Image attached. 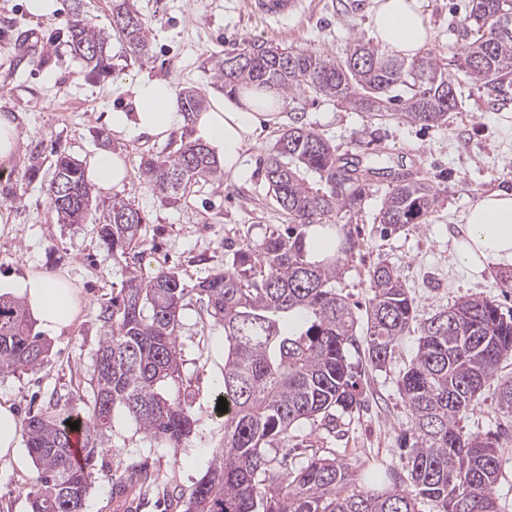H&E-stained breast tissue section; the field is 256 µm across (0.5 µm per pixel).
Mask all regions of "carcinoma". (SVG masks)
I'll return each mask as SVG.
<instances>
[{"mask_svg": "<svg viewBox=\"0 0 512 512\" xmlns=\"http://www.w3.org/2000/svg\"><path fill=\"white\" fill-rule=\"evenodd\" d=\"M112 29L134 57L149 55L147 28L132 0H112ZM67 31L76 58L105 66L109 35L78 6ZM454 57L473 82L497 92L511 87L512 0H469ZM235 58L241 63L230 64ZM212 74L231 92L251 84L311 93L371 118L390 115L399 103L402 116L423 126L443 124L459 110L457 79L440 57L427 51L410 60L394 58L361 38L343 60L316 49L254 42L232 57L214 58ZM400 87L409 95H395ZM177 103L189 117L204 108L192 89L180 92ZM140 168L163 202L180 200L222 175L218 158L199 140L150 156ZM263 168L291 226L239 250L232 267L191 287L171 270L147 279L131 274L99 314L107 331L95 355L88 410L81 415L53 406L23 420L25 445L39 472V484L27 493L32 512H86L91 475L118 408L157 447H186L202 415L188 399H172L163 388L180 378V312L192 300L224 329L222 381L213 392V401H227L221 436L205 475L187 492L167 486L142 462L128 464L122 480L136 484L137 498L156 489L168 507L182 512H421L422 501L439 512H498V445L464 433L459 420L491 384L501 413L512 417V376L499 374L502 361L512 356V314L475 296L420 320L397 271L379 264L368 271L372 297L359 339V318L336 288L339 262L357 250L338 215L366 200L368 170L338 155L298 120L276 139ZM48 199L58 223L85 222L93 187L78 160L56 159ZM437 199L432 183L404 176L385 196L379 223L387 231L421 224ZM95 224L112 253L124 254L142 242L145 218L132 203L114 199ZM314 225L337 242L321 259L306 242V229ZM412 330L418 332L417 353L399 381L412 422V436L401 448L410 487L395 481L353 489L356 474L333 452L315 453L306 464L286 469L288 454L280 445L293 427L319 419L334 430L336 410L361 406V372L349 362V349L365 343L367 363L380 369ZM48 351L24 305L1 296L0 374L39 368ZM79 420L83 461L75 465L67 422Z\"/></svg>", "mask_w": 512, "mask_h": 512, "instance_id": "carcinoma-1", "label": "carcinoma"}]
</instances>
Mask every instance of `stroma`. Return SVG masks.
I'll return each mask as SVG.
<instances>
[{
  "label": "stroma",
  "mask_w": 512,
  "mask_h": 512,
  "mask_svg": "<svg viewBox=\"0 0 512 512\" xmlns=\"http://www.w3.org/2000/svg\"><path fill=\"white\" fill-rule=\"evenodd\" d=\"M97 25L110 31L111 69L99 74L75 58L67 42L66 22L74 2ZM250 0H133L148 27L150 52L134 58L124 40L113 35L112 0H57L52 16L32 20L25 0H0V113L12 114L19 133L16 157L0 174V276L31 269L68 274L80 290L81 310L62 334H44L49 344L44 364L33 371L0 375V401L18 414L60 407L86 410L91 396L95 352L103 333L100 308L117 293L129 273L152 275L160 269L179 273L187 285L231 267L238 250L260 244L271 231L286 228L287 214L272 199L261 160L279 130L294 118L322 134L338 154L367 159L380 154L386 166L410 169L434 182L439 202L425 223L383 234L377 215L389 184L373 178L360 209L341 214L359 248L344 258L336 286L351 302L366 307L371 297L369 269L381 263L397 270L414 297L421 317L455 302L483 296L512 310V289L499 286V276L512 275V265L495 264L477 273L457 256L456 241L467 208L483 194L512 191V87L497 93L472 83L462 70V107L445 124L423 128L401 116L377 120L325 97L297 92L283 99L272 120L261 121L254 142L243 152L238 174L195 187L186 199L169 205L146 184L140 162L147 155L174 151L181 139L196 137L193 124L166 139L147 135L127 139L99 133L108 129V114L122 105L114 87L142 76L170 80L176 90L195 89L204 98L218 96L211 59L238 51L253 41L282 48L312 47L343 58L355 38L373 40L375 0H299L286 17L264 19L252 14ZM432 33L428 44L437 56L451 59L468 0H417ZM121 152L128 165L125 183L96 190L99 206L113 198L131 202L145 218L143 242L127 258L113 257L94 220L57 223L47 188L57 154L79 161L96 152ZM201 304L180 313L181 386L194 392L193 407L202 425L186 447H154L134 420L116 412L104 452L92 474L87 512H114L111 485L133 461H145L180 488H190L205 473L215 450L221 416L212 412L210 394L218 363L210 342L223 335ZM417 348L415 335L395 347L382 369L366 370L362 409L337 413L336 430L304 422L288 435L293 465L313 452L333 449L356 473L384 463L397 479H405L397 438L409 431L410 414L398 382ZM465 433L497 436L501 467L496 487L499 512H512V421L497 410L494 388H486L478 406L463 415ZM36 467L19 471L0 460V512H31L28 490L37 482Z\"/></svg>",
  "instance_id": "35a3bbf8"
}]
</instances>
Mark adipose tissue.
<instances>
[{
  "instance_id": "obj_1",
  "label": "adipose tissue",
  "mask_w": 512,
  "mask_h": 512,
  "mask_svg": "<svg viewBox=\"0 0 512 512\" xmlns=\"http://www.w3.org/2000/svg\"><path fill=\"white\" fill-rule=\"evenodd\" d=\"M377 40L396 55L413 57L430 41L431 32L416 0H377L373 15ZM117 91L125 107L112 110L109 121L115 135L146 134L164 138L184 121L172 83L163 78L123 81ZM279 93L253 87L236 96L215 98L195 119L199 137L224 156V169L238 173L241 149L260 119L277 112ZM458 256L470 269L480 271L493 263H512V193L495 191L472 205L462 226ZM78 288L65 275L31 270L17 277H0V296L23 300L32 318L55 334L68 329L79 313ZM25 468L21 451V420L11 404H0V460Z\"/></svg>"
}]
</instances>
